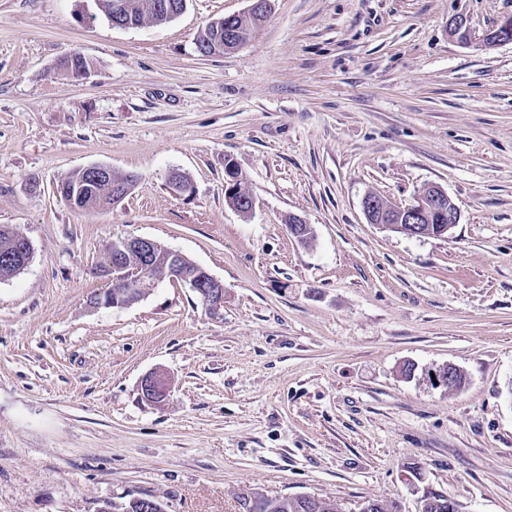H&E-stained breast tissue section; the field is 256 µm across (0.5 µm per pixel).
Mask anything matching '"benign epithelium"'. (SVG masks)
Instances as JSON below:
<instances>
[{"mask_svg": "<svg viewBox=\"0 0 512 512\" xmlns=\"http://www.w3.org/2000/svg\"><path fill=\"white\" fill-rule=\"evenodd\" d=\"M449 31L460 39L471 42L475 39L467 19L455 17ZM492 40L497 44L512 43V23L505 21L497 28L481 38V41ZM139 182V176L131 174L129 180L112 185V205L123 201ZM171 191L179 196L193 194V184L183 181L179 172L173 171L168 176ZM364 214L369 223L402 233L411 237L442 236L459 223L460 213L442 188L431 186L417 196L407 206L393 205L378 195H368L363 199ZM438 214L441 223H428L429 214ZM288 227L291 234L299 241L312 236L311 228L297 216L289 219ZM12 238V245L4 250L3 268L10 273L0 277V282L8 281L23 271L31 262L34 248L31 241L13 229L7 227ZM184 255L172 250L161 242L142 236H131L118 243H111L106 251L105 272L112 276L113 287L119 292L113 296L104 294L90 298V306L128 307L146 298L155 282L149 280L146 272L159 261L165 262V275L186 285L200 298L209 314L216 316L224 309V282L204 268L197 266L195 271L188 273L183 265ZM456 366L448 364L434 371L436 385L445 388L454 387ZM170 390V375L163 369H156L146 375L140 385V397L150 405L162 404Z\"/></svg>", "mask_w": 512, "mask_h": 512, "instance_id": "benign-epithelium-1", "label": "benign epithelium"}]
</instances>
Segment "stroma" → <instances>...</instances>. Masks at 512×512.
<instances>
[{
  "instance_id": "obj_1",
  "label": "stroma",
  "mask_w": 512,
  "mask_h": 512,
  "mask_svg": "<svg viewBox=\"0 0 512 512\" xmlns=\"http://www.w3.org/2000/svg\"><path fill=\"white\" fill-rule=\"evenodd\" d=\"M248 6L89 28L96 0H0V225L34 247L0 283V512H239L250 491L419 512L428 490L512 512V44L448 33L489 32L512 0H272L239 49L201 56L208 23ZM75 52L86 78L60 67ZM229 162L250 213L226 202ZM92 165L140 180L72 208L56 186ZM432 184L460 211L447 234L368 223L365 196L405 206ZM127 236L223 280L222 314L168 278L90 308ZM448 363L461 388L433 383ZM170 390V375L163 369H156L146 375L140 385V397L151 405L162 404Z\"/></svg>"
}]
</instances>
